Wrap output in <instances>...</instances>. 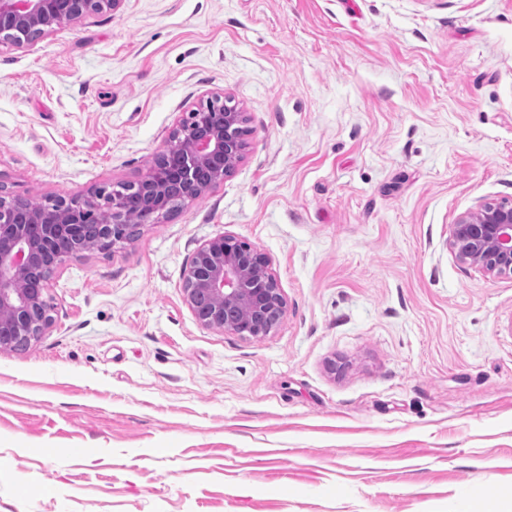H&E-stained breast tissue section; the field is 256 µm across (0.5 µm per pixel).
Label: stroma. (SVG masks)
Returning a JSON list of instances; mask_svg holds the SVG:
<instances>
[{
	"label": "stroma",
	"instance_id": "obj_1",
	"mask_svg": "<svg viewBox=\"0 0 512 512\" xmlns=\"http://www.w3.org/2000/svg\"><path fill=\"white\" fill-rule=\"evenodd\" d=\"M214 94L233 171L65 261L0 351V512H512V275L450 245L512 204V0H121L2 40L0 185L138 181ZM223 234L270 260L268 335L185 301Z\"/></svg>",
	"mask_w": 512,
	"mask_h": 512
}]
</instances>
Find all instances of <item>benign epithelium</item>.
I'll return each mask as SVG.
<instances>
[{
  "label": "benign epithelium",
  "instance_id": "1",
  "mask_svg": "<svg viewBox=\"0 0 512 512\" xmlns=\"http://www.w3.org/2000/svg\"><path fill=\"white\" fill-rule=\"evenodd\" d=\"M120 0H0V39L21 45L86 12L115 9ZM194 109L172 131L159 158L140 183L148 185L144 205L165 208L171 190L187 201L227 176L245 148L243 113L216 95ZM94 196L80 202L57 197L33 210L28 200L0 202V350H23L52 324L53 305L46 284L66 259L89 251L83 226L70 214L85 208L97 217L112 243L116 225L125 223L126 202L114 192L101 206ZM452 247L463 262L492 274L512 273V205L486 203L454 224ZM269 259L230 234L199 247L187 270L183 292L198 321L217 331L267 335L286 313L287 303Z\"/></svg>",
  "mask_w": 512,
  "mask_h": 512
}]
</instances>
